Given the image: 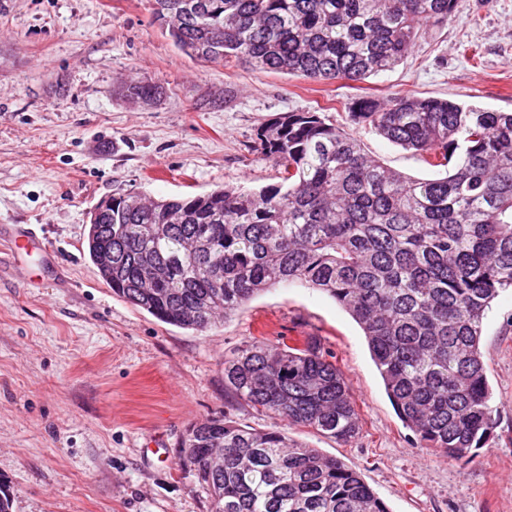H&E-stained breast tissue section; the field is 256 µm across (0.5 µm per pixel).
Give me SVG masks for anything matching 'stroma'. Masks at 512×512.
Listing matches in <instances>:
<instances>
[{
  "label": "stroma",
  "mask_w": 512,
  "mask_h": 512,
  "mask_svg": "<svg viewBox=\"0 0 512 512\" xmlns=\"http://www.w3.org/2000/svg\"><path fill=\"white\" fill-rule=\"evenodd\" d=\"M124 76L165 94L124 103L114 94ZM216 89L230 92L224 107L197 109ZM394 93L511 111L512 0H457L448 25L420 30L403 63L357 82L187 56L153 0H0V225L39 239L17 260L0 239V482L12 512H210L178 448L210 418L288 431L360 473L390 512H512L511 289L493 300L481 343L493 434L475 455L446 459L397 417L361 328L328 295L278 286L200 333L113 294L89 258V217L104 198L277 183L251 146L284 112L324 113L386 166L444 176L349 123L346 103ZM280 336L320 339L348 384L356 440L287 427L225 391V357Z\"/></svg>",
  "instance_id": "1"
}]
</instances>
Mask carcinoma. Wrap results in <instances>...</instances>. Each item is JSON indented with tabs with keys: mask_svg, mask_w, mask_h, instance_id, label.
I'll use <instances>...</instances> for the list:
<instances>
[{
	"mask_svg": "<svg viewBox=\"0 0 512 512\" xmlns=\"http://www.w3.org/2000/svg\"><path fill=\"white\" fill-rule=\"evenodd\" d=\"M185 54L315 81H360L403 62L456 0H153ZM117 96L163 86L129 80ZM354 124L420 151L441 178L368 156L321 112L262 125L253 150L281 182L258 191L112 197L90 228L112 292L162 322L205 332L276 284L327 294L361 327L402 423L445 457L473 455L495 425L480 343L491 301L512 288V111L395 94L346 104ZM224 387L289 426L343 443L360 434L346 381L319 338L253 341L224 359ZM210 512H390L360 474L280 431L215 418L180 444Z\"/></svg>",
	"mask_w": 512,
	"mask_h": 512,
	"instance_id": "obj_1",
	"label": "carcinoma"
}]
</instances>
